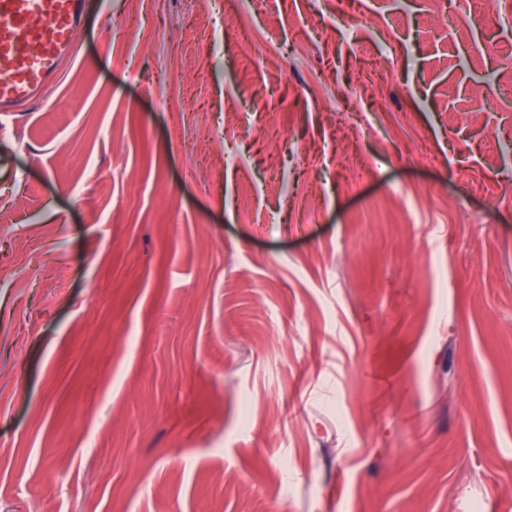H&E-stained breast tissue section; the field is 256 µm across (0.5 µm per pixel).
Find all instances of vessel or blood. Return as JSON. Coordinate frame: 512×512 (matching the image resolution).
Masks as SVG:
<instances>
[{"instance_id": "obj_1", "label": "vessel or blood", "mask_w": 512, "mask_h": 512, "mask_svg": "<svg viewBox=\"0 0 512 512\" xmlns=\"http://www.w3.org/2000/svg\"><path fill=\"white\" fill-rule=\"evenodd\" d=\"M98 0H0V115L45 106Z\"/></svg>"}]
</instances>
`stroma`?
Instances as JSON below:
<instances>
[{
	"instance_id": "stroma-1",
	"label": "stroma",
	"mask_w": 512,
	"mask_h": 512,
	"mask_svg": "<svg viewBox=\"0 0 512 512\" xmlns=\"http://www.w3.org/2000/svg\"><path fill=\"white\" fill-rule=\"evenodd\" d=\"M54 98L0 129V512L512 505V0H101Z\"/></svg>"
}]
</instances>
